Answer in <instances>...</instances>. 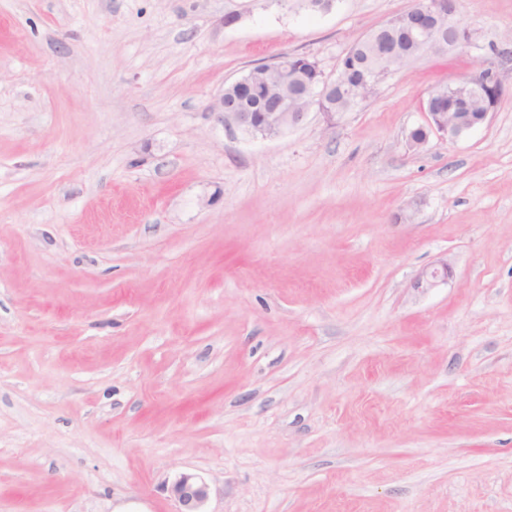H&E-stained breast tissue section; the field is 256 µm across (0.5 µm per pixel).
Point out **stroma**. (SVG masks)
I'll list each match as a JSON object with an SVG mask.
<instances>
[{"mask_svg":"<svg viewBox=\"0 0 512 512\" xmlns=\"http://www.w3.org/2000/svg\"><path fill=\"white\" fill-rule=\"evenodd\" d=\"M411 4L0 0V512H176L184 472L205 512H512V0L334 118L206 110ZM484 70L486 123L413 146ZM178 503L177 512H205L201 510L209 498L208 485L198 476L183 474L174 484Z\"/></svg>","mask_w":512,"mask_h":512,"instance_id":"stroma-1","label":"stroma"}]
</instances>
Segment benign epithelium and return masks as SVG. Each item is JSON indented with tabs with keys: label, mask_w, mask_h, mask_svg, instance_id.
Wrapping results in <instances>:
<instances>
[{
	"label": "benign epithelium",
	"mask_w": 512,
	"mask_h": 512,
	"mask_svg": "<svg viewBox=\"0 0 512 512\" xmlns=\"http://www.w3.org/2000/svg\"><path fill=\"white\" fill-rule=\"evenodd\" d=\"M457 0H413V4L402 15L407 20V28L418 31V48L424 55L455 54L465 50L473 43L474 32H469L464 40L447 37V32L458 26ZM391 53L383 52L377 66L366 72L359 84L348 87L350 103L356 105L368 98L367 91L377 89L381 81L390 74ZM312 72V78L302 87H297L286 98L275 100L266 105L263 112H248L234 106L225 98L224 92L214 96L208 106V111L216 116L218 122L234 126L253 136L263 139L278 137L290 128L301 125L312 109H321V104L328 98L336 96V84L342 81L341 71L328 76L319 64L307 55L282 53L269 64H259L251 71L231 82V86L249 87L253 83L254 71L275 68L282 74H288V65L296 60ZM480 78L462 83L463 89L453 91L452 101L448 111H433V97L429 96L421 104V110L428 116L427 126L450 140H456L469 133L474 128L484 124L489 116L485 112L479 117L472 116L473 100L481 97L476 92ZM448 264H442V270H433L422 274L416 281L417 288H431L440 277H448ZM174 494L178 503L177 512H203V506L209 498L208 485L198 476L183 474L174 484Z\"/></svg>",
	"instance_id": "7a95c632"
}]
</instances>
